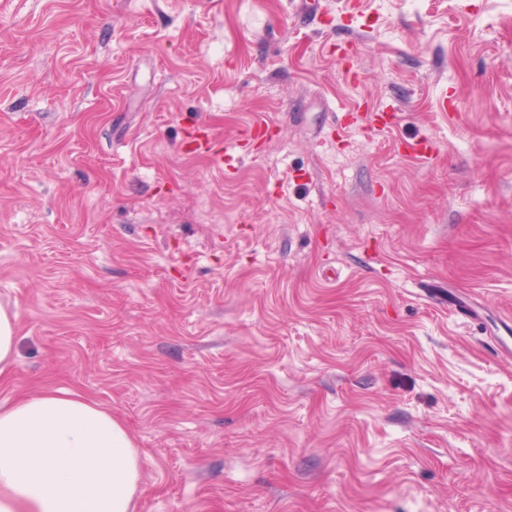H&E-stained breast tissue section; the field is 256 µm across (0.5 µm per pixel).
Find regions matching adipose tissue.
<instances>
[{
    "mask_svg": "<svg viewBox=\"0 0 512 512\" xmlns=\"http://www.w3.org/2000/svg\"><path fill=\"white\" fill-rule=\"evenodd\" d=\"M143 463L124 424L79 393L0 408V512H132Z\"/></svg>",
    "mask_w": 512,
    "mask_h": 512,
    "instance_id": "adipose-tissue-1",
    "label": "adipose tissue"
}]
</instances>
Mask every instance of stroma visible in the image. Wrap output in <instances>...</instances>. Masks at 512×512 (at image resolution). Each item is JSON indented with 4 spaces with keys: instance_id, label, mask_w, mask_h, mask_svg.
Here are the masks:
<instances>
[{
    "instance_id": "1",
    "label": "stroma",
    "mask_w": 512,
    "mask_h": 512,
    "mask_svg": "<svg viewBox=\"0 0 512 512\" xmlns=\"http://www.w3.org/2000/svg\"><path fill=\"white\" fill-rule=\"evenodd\" d=\"M0 304L135 512H512V0H0Z\"/></svg>"
}]
</instances>
